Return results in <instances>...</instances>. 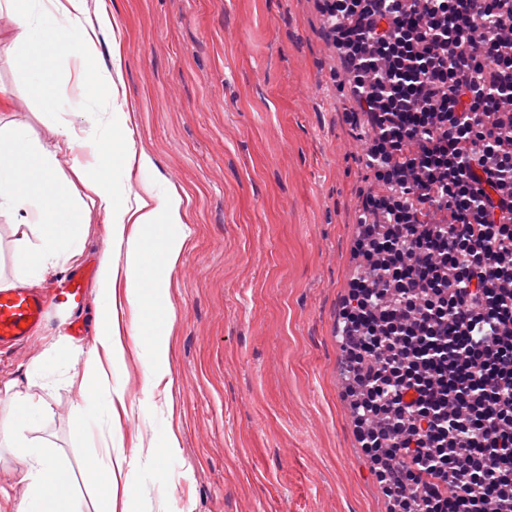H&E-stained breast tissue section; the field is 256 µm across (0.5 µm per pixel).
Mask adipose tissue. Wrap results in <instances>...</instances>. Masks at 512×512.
<instances>
[{
  "mask_svg": "<svg viewBox=\"0 0 512 512\" xmlns=\"http://www.w3.org/2000/svg\"><path fill=\"white\" fill-rule=\"evenodd\" d=\"M0 18L5 20L15 45H25L34 35L48 32L58 47L85 66L95 63L99 37L113 23L106 10L89 11L88 0H0ZM120 76L117 68L97 71L94 84L85 89L89 101L101 107L106 130L105 139L97 146L92 160H83L81 140L71 130H61L60 141L49 150L14 129L0 127V220L15 230L18 265L14 279L0 278V288L27 283L49 263L78 251L88 218L72 202L65 185L56 176L55 155L59 152L72 154V168L87 197L104 212L113 240L126 245L130 263L125 301L131 311H142L161 288L160 281L143 279L140 230L147 228L163 233L160 265L169 270L177 265L183 239L173 234L172 228L183 222L182 198L151 186L143 194L132 197L116 194L114 190L107 152L114 150L126 159H138L144 168L153 165L149 157L138 158L132 152L129 113L116 103V81ZM36 199L41 200L42 210L35 221L30 208ZM130 224L135 225V233H127ZM99 275L102 327L96 349L87 361L95 386L84 399V409L103 417L110 415L119 396L112 387L110 365L122 358L124 349L118 329L116 272L111 258L103 259ZM7 440L11 446L28 450L19 471V480L26 484L27 493L15 512H32L35 504L39 505V512H67L59 490L68 479V471L58 455L52 449L32 446L24 424L19 421L8 429Z\"/></svg>",
  "mask_w": 512,
  "mask_h": 512,
  "instance_id": "adipose-tissue-1",
  "label": "adipose tissue"
}]
</instances>
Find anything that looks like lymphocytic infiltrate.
Wrapping results in <instances>:
<instances>
[{
    "label": "lymphocytic infiltrate",
    "mask_w": 512,
    "mask_h": 512,
    "mask_svg": "<svg viewBox=\"0 0 512 512\" xmlns=\"http://www.w3.org/2000/svg\"><path fill=\"white\" fill-rule=\"evenodd\" d=\"M366 118L341 369L389 512H512V0H320Z\"/></svg>",
    "instance_id": "lymphocytic-infiltrate-1"
}]
</instances>
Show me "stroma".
<instances>
[{
  "label": "stroma",
  "mask_w": 512,
  "mask_h": 512,
  "mask_svg": "<svg viewBox=\"0 0 512 512\" xmlns=\"http://www.w3.org/2000/svg\"><path fill=\"white\" fill-rule=\"evenodd\" d=\"M117 20L98 45L111 67L120 51L119 97L131 108L132 167L118 192L153 183L187 199L179 264L165 278L164 308L120 312L122 361L112 384L116 415L83 413L93 383L86 360L100 328V283L77 313L82 337L48 323L18 354L0 356V429L17 418L13 394L33 396L29 440L57 449L68 469L60 496L72 512H109L96 479V448L120 445L135 463L127 512H388L356 438L339 370L337 322L351 281L362 195L372 183L332 81L340 59L326 48L317 0H105ZM57 77L41 98L35 76ZM95 79L52 40L14 47L0 33V88L12 98L0 123L52 147L59 128L96 129L80 89ZM77 255L34 285L50 289L76 270L116 266L125 246L99 212ZM174 319H167V312ZM157 333L164 374L143 388L135 339ZM82 435H74L75 424ZM177 446L163 452L167 436ZM160 456L147 460V449ZM15 448L0 446V512L24 496Z\"/></svg>",
  "instance_id": "35a3bbf8"
}]
</instances>
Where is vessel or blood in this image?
Masks as SVG:
<instances>
[{"mask_svg":"<svg viewBox=\"0 0 512 512\" xmlns=\"http://www.w3.org/2000/svg\"><path fill=\"white\" fill-rule=\"evenodd\" d=\"M86 273L71 274L55 291V305L44 295L26 288H0V354L29 344L51 313L52 307L78 303L83 295Z\"/></svg>","mask_w":512,"mask_h":512,"instance_id":"vessel-or-blood-1","label":"vessel or blood"}]
</instances>
